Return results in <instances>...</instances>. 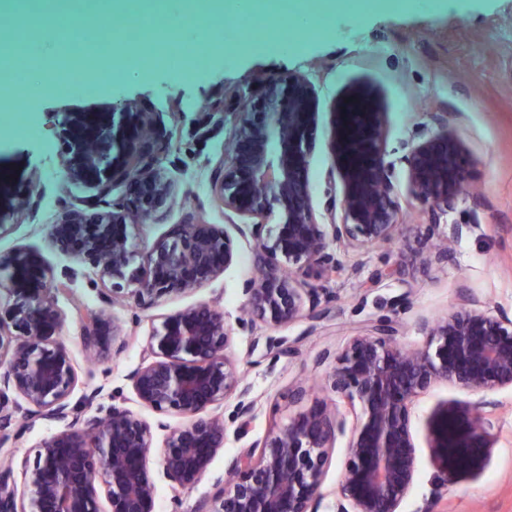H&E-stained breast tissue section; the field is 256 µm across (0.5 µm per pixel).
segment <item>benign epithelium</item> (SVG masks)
<instances>
[{
    "label": "benign epithelium",
    "instance_id": "1",
    "mask_svg": "<svg viewBox=\"0 0 512 512\" xmlns=\"http://www.w3.org/2000/svg\"><path fill=\"white\" fill-rule=\"evenodd\" d=\"M351 97L332 110L331 149L343 196L326 210L341 207V223L320 222L313 204L309 172L319 98L304 73L259 81L235 115L230 151L211 173L217 205L253 219L239 233L252 240L259 275L245 282L244 292L248 313L264 323L286 325L315 310L319 290L306 287L303 277L314 267L323 274L336 270L330 241L373 243L397 226L384 113L368 90ZM438 125L406 158L410 191L428 204L432 231L467 181L464 146L448 121L441 118ZM58 127L66 181L101 198L117 183L125 187L110 206L63 207L49 230L55 250L96 270L106 301L131 298L149 308L164 296L196 292L233 264L226 229L197 212L138 250L132 230L159 223L176 192L175 180L157 165L166 132L150 113L130 103L65 112ZM38 205L37 196L0 190V232L34 215ZM471 228L453 225L452 237L434 247V261H448L450 243ZM2 269L9 276L0 282L8 296L0 306V430L18 418L26 426L37 418L69 423L37 448L33 463L22 461L28 499L17 496L12 464L0 467V512H101L102 490L108 512H156L157 486L148 467L151 425L121 403L100 418L86 417L68 402L76 372L58 340L63 316L56 294L69 287L71 276L56 277L41 253L27 248L0 257ZM81 322L94 351L122 350V329L106 310L83 314ZM423 331L426 347L406 350L396 323L382 316L336 357L330 390L361 408L346 446L336 512H399L417 473L410 404L433 383L474 392L512 387L511 318L461 308L425 323ZM229 337L224 313L214 305L187 306L153 328L145 350L153 361L130 376L143 406L185 418L178 427L157 424L166 432L163 473L175 490L196 486L224 448V420L210 408L237 392L238 416L253 411L254 402L243 401L248 388L225 354ZM345 427L344 417L321 404L297 413L272 429L259 453L232 457L229 486L193 512H319L330 450ZM494 428L490 414L457 404L434 414L429 448L439 487L483 470L495 445Z\"/></svg>",
    "mask_w": 512,
    "mask_h": 512
}]
</instances>
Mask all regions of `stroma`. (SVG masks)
I'll list each match as a JSON object with an SVG mask.
<instances>
[{
  "label": "stroma",
  "mask_w": 512,
  "mask_h": 512,
  "mask_svg": "<svg viewBox=\"0 0 512 512\" xmlns=\"http://www.w3.org/2000/svg\"><path fill=\"white\" fill-rule=\"evenodd\" d=\"M295 71L312 74L319 95L309 172L317 214L343 195L329 146L331 109L352 88L365 86L376 94L386 122L387 155L395 163L399 221L392 238L367 245L331 244L335 272L324 277L313 271L306 279L330 298L322 318L304 316L282 326L243 321L244 283L254 266L250 246L240 237L235 240V261L224 275L192 294L161 298L148 309L130 299L105 305L100 281L85 268L57 297L64 317L60 339L77 374L70 403L94 395L87 413L103 417L117 394L152 424L158 415L138 402L130 376L147 362L153 327L163 316L200 302L216 304L224 313L231 329L226 353L243 372L255 406L245 422L237 415V397L214 406V413L224 417V447L192 489L173 492L159 455L151 456L158 512H192L199 500L216 495L228 458L262 443L273 424H285L305 410L307 402L293 398L298 387L309 389L308 402H322L354 425L359 404L341 400L325 385L336 356L379 316L396 321L398 340L408 349L425 346L422 324L456 311L464 290L483 310L512 318V0H411L402 11L371 9L362 14L336 9L304 33L300 44L283 52L269 47L216 51L188 77L182 69L158 63L91 90L65 83L46 90L38 80L26 78L18 88L19 112L10 119L0 117V184L20 194H39L40 206L35 217L0 234V255L27 247L39 251L54 270L69 266V258L49 245L50 225L61 206L93 200L95 192L62 182L59 158L64 144L50 130L49 118L125 102L155 113L173 132L158 159L176 182L175 201L160 223L137 229L138 247L151 246L191 210L203 212L209 223L226 225L222 210L212 202L209 175L224 154L230 129L203 124L201 118L216 106L224 114L234 112L238 93L254 89L257 75ZM442 114L466 148L469 185L441 216L438 232L447 235L455 224L471 225L472 230L453 243L451 258L440 264L428 259L429 207L409 190L405 158L436 131L435 118ZM394 267L399 275L386 277V270ZM104 307L120 324L126 348L97 357L84 343L79 315ZM272 338L283 340V347H269ZM484 400L493 403L496 436L484 471L435 490L431 415L447 403L472 406ZM410 411L417 477L402 512H423L429 505L434 512H512V388L483 395L441 381L420 393ZM243 423L248 433L241 437L237 430ZM65 427V422L41 419L24 429L11 425L0 457L17 463L34 457L36 448Z\"/></svg>",
  "instance_id": "35a3bbf8"
}]
</instances>
